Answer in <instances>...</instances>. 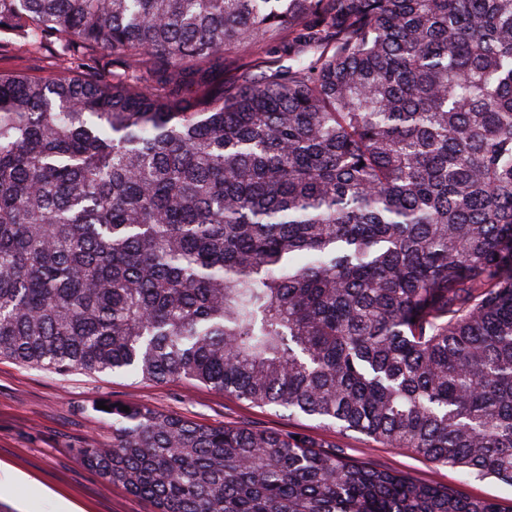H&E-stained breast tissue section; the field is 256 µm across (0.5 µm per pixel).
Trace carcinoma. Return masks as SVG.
Returning a JSON list of instances; mask_svg holds the SVG:
<instances>
[{"instance_id": "cac0c4a2", "label": "carcinoma", "mask_w": 512, "mask_h": 512, "mask_svg": "<svg viewBox=\"0 0 512 512\" xmlns=\"http://www.w3.org/2000/svg\"><path fill=\"white\" fill-rule=\"evenodd\" d=\"M15 47L58 74L0 71V359L512 484V0H0ZM105 405L72 452L154 512H501Z\"/></svg>"}]
</instances>
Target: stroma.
<instances>
[{
	"instance_id": "obj_1",
	"label": "stroma",
	"mask_w": 512,
	"mask_h": 512,
	"mask_svg": "<svg viewBox=\"0 0 512 512\" xmlns=\"http://www.w3.org/2000/svg\"><path fill=\"white\" fill-rule=\"evenodd\" d=\"M144 403L207 425L297 432L345 456L444 485L471 499H490L512 512V486L373 442L339 434L317 421L251 406L196 382H153L125 374H56L0 360V512H59L68 501L81 512H152L150 503L105 484L71 453L90 438L107 443L92 405L99 400Z\"/></svg>"
}]
</instances>
